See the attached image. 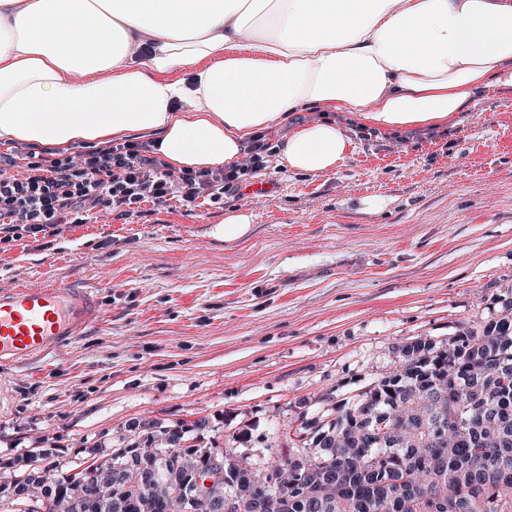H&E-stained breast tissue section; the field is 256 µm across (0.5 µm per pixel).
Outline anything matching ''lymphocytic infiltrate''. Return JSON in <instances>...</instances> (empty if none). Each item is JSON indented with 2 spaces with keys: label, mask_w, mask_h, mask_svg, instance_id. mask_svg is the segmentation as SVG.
<instances>
[{
  "label": "lymphocytic infiltrate",
  "mask_w": 512,
  "mask_h": 512,
  "mask_svg": "<svg viewBox=\"0 0 512 512\" xmlns=\"http://www.w3.org/2000/svg\"><path fill=\"white\" fill-rule=\"evenodd\" d=\"M154 151L153 143L127 140L52 159L31 153L20 171L13 155L0 154V236L10 242L24 231L85 224L95 210L130 216L146 203L215 202L225 187L268 168L274 154L260 137L248 144L235 168L176 172Z\"/></svg>",
  "instance_id": "obj_1"
}]
</instances>
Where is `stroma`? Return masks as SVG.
Segmentation results:
<instances>
[{
	"label": "stroma",
	"instance_id": "obj_1",
	"mask_svg": "<svg viewBox=\"0 0 512 512\" xmlns=\"http://www.w3.org/2000/svg\"><path fill=\"white\" fill-rule=\"evenodd\" d=\"M333 118L357 147L335 171L274 164L217 203L0 244V288L107 284L100 323L0 368L1 476L110 457L146 423L255 464L395 370L403 345L512 316V91L403 135ZM367 195L386 209L362 211ZM242 208L250 236L214 239Z\"/></svg>",
	"mask_w": 512,
	"mask_h": 512
}]
</instances>
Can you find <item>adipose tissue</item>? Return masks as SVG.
Instances as JSON below:
<instances>
[{"instance_id":"1","label":"adipose tissue","mask_w":512,"mask_h":512,"mask_svg":"<svg viewBox=\"0 0 512 512\" xmlns=\"http://www.w3.org/2000/svg\"><path fill=\"white\" fill-rule=\"evenodd\" d=\"M494 87L512 90V0H0L5 145L147 133L198 170L287 124L282 165L320 174L356 146L306 108L403 133Z\"/></svg>"}]
</instances>
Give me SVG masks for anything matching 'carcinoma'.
<instances>
[{"label": "carcinoma", "instance_id": "cac0c4a2", "mask_svg": "<svg viewBox=\"0 0 512 512\" xmlns=\"http://www.w3.org/2000/svg\"><path fill=\"white\" fill-rule=\"evenodd\" d=\"M458 423L456 439L439 435ZM145 481L131 467L121 480L87 485L96 512H169V494L189 498L195 475L218 448L183 446L179 427L146 426ZM287 454L254 470L222 454L224 482L192 512H512V319L465 326L448 345L419 339L402 348L396 371L372 382L325 424L305 421ZM141 454L136 440L110 457L114 465ZM73 475L55 464L34 469L15 486L40 501L30 512H85Z\"/></svg>", "mask_w": 512, "mask_h": 512}]
</instances>
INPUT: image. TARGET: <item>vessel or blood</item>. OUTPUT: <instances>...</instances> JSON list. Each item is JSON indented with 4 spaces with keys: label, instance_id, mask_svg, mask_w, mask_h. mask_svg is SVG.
I'll list each match as a JSON object with an SVG mask.
<instances>
[{
    "label": "vessel or blood",
    "instance_id": "1",
    "mask_svg": "<svg viewBox=\"0 0 512 512\" xmlns=\"http://www.w3.org/2000/svg\"><path fill=\"white\" fill-rule=\"evenodd\" d=\"M101 317L99 289L49 282L0 289V366L47 356Z\"/></svg>",
    "mask_w": 512,
    "mask_h": 512
}]
</instances>
